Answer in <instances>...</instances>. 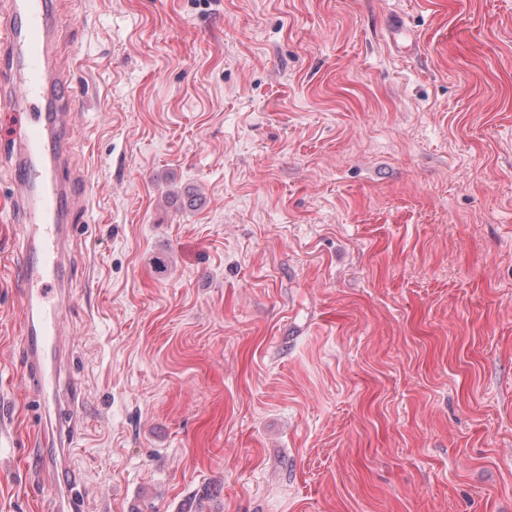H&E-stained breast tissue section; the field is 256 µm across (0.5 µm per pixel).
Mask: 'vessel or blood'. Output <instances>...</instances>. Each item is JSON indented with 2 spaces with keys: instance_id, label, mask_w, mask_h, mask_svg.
Returning <instances> with one entry per match:
<instances>
[{
  "instance_id": "obj_1",
  "label": "vessel or blood",
  "mask_w": 512,
  "mask_h": 512,
  "mask_svg": "<svg viewBox=\"0 0 512 512\" xmlns=\"http://www.w3.org/2000/svg\"><path fill=\"white\" fill-rule=\"evenodd\" d=\"M53 13L52 0H11L0 16V106L28 109L9 143L13 192L26 226L19 251L24 368L44 423L42 445L52 449L57 465L80 429L74 412L78 390L64 375L60 309L71 296L60 273L74 226L67 221L71 187L59 169L71 150L64 115L82 103L83 95L68 74L52 66Z\"/></svg>"
}]
</instances>
